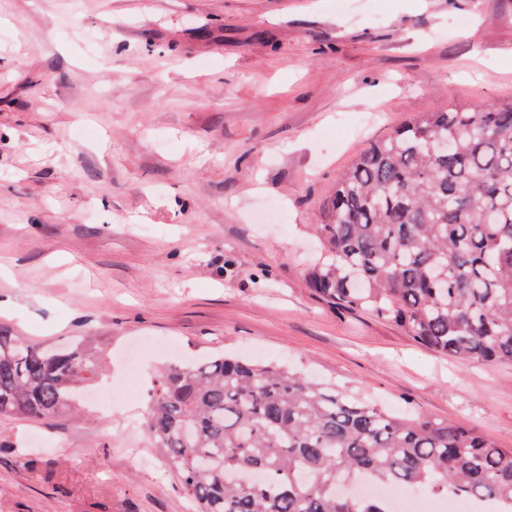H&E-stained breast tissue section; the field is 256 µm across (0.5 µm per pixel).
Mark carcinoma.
Returning <instances> with one entry per match:
<instances>
[{"label":"carcinoma","instance_id":"carcinoma-1","mask_svg":"<svg viewBox=\"0 0 512 512\" xmlns=\"http://www.w3.org/2000/svg\"><path fill=\"white\" fill-rule=\"evenodd\" d=\"M317 225L326 302L396 323L435 352L512 362V105L421 112L361 152ZM99 358L0 325V414L79 405ZM144 430L197 512H391L359 477L512 504V449L406 419L286 365L219 354L156 373Z\"/></svg>","mask_w":512,"mask_h":512}]
</instances>
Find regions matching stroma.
I'll use <instances>...</instances> for the list:
<instances>
[{"instance_id":"obj_1","label":"stroma","mask_w":512,"mask_h":512,"mask_svg":"<svg viewBox=\"0 0 512 512\" xmlns=\"http://www.w3.org/2000/svg\"><path fill=\"white\" fill-rule=\"evenodd\" d=\"M512 0H0V323L138 354L288 364L512 448V363L312 290L354 158L420 112L512 105ZM134 395L0 416V512H192Z\"/></svg>"}]
</instances>
